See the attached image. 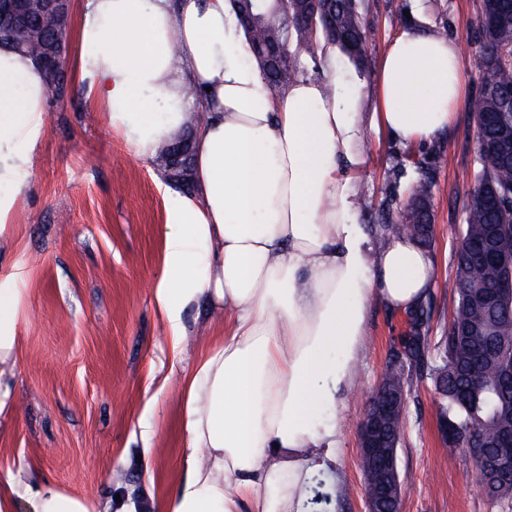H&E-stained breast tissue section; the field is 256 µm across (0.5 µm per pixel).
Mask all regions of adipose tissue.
<instances>
[{
  "instance_id": "adipose-tissue-1",
  "label": "adipose tissue",
  "mask_w": 512,
  "mask_h": 512,
  "mask_svg": "<svg viewBox=\"0 0 512 512\" xmlns=\"http://www.w3.org/2000/svg\"><path fill=\"white\" fill-rule=\"evenodd\" d=\"M75 69L87 104L141 156L195 127L193 193L166 191L153 299L174 356L185 314L224 316L222 339L179 372L186 452L164 512H309L316 477L333 474L337 413L355 383L372 304L424 303L432 261L416 241L377 244L356 220L351 173L365 130L359 97L334 91V45L321 77L274 92L247 52L232 0H79ZM180 54L172 66V54ZM205 97L195 98L194 90ZM375 122L408 143L452 131L465 98L459 45L403 28L383 52ZM42 67L0 42V235L27 186L45 128ZM18 297L0 288V429L12 420L23 339ZM88 508L50 480L0 476V512Z\"/></svg>"
}]
</instances>
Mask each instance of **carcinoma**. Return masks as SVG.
I'll return each instance as SVG.
<instances>
[{
    "mask_svg": "<svg viewBox=\"0 0 512 512\" xmlns=\"http://www.w3.org/2000/svg\"><path fill=\"white\" fill-rule=\"evenodd\" d=\"M240 21L246 31L248 50L260 64L263 76L271 88L284 91L297 77L298 67L306 57L316 56L306 51L310 43L322 38L341 50L358 66L366 64L365 27L362 0H327L325 11L311 12L306 0H233ZM481 29L480 53L484 66L479 72L477 111L488 112L506 122H512V22L506 26H491L479 19ZM60 19L49 14L35 15L30 24L15 30L8 42L44 64L51 37L57 34ZM195 118L187 122L184 134L159 146L158 158L164 168L177 167L171 182L178 185L192 181L193 138ZM482 169L475 175L472 195L466 206V226L457 251L455 288L457 304L448 328L442 364L432 369L436 389L446 403L439 405L437 416L452 424L456 445L470 449L473 440L490 444L502 426H512V416L495 419L488 411L489 398L495 389L491 376L473 375L470 367L476 353L487 358L497 355L501 339L512 340V305L498 309L471 302V288L489 280V269L464 259L467 246L483 241L492 224L500 225L496 249L512 253V209H494L483 193L492 188L509 195L512 193V162L496 163L480 156ZM433 180L422 171L415 180L411 197L401 210V224H382L377 228L381 237L388 230L405 234L416 242H431L432 229L428 224ZM498 335H492V331ZM413 337L408 341L410 354L400 361L390 360L383 375L382 385L374 392L403 395L409 391L411 372L423 365L427 337L421 335L419 324H412ZM468 398H459L461 390Z\"/></svg>",
    "mask_w": 512,
    "mask_h": 512,
    "instance_id": "1",
    "label": "carcinoma"
}]
</instances>
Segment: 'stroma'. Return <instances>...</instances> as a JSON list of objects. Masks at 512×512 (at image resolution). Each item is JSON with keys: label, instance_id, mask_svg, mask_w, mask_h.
<instances>
[{"label": "stroma", "instance_id": "obj_1", "mask_svg": "<svg viewBox=\"0 0 512 512\" xmlns=\"http://www.w3.org/2000/svg\"><path fill=\"white\" fill-rule=\"evenodd\" d=\"M365 67L339 56L341 90L371 85L381 55L403 17L424 29L444 31L465 61L469 100L478 93L480 0H367ZM75 40L67 38L64 69L70 93L49 98L45 134L18 197L13 222L0 236V288L19 296L15 420L0 433V471L29 469L65 494L100 501L114 496L151 502L162 512L166 492L182 471V389L166 377L169 330L157 311L152 282L160 273L163 196L170 183L156 157H142L110 126L107 113L87 108L75 66ZM366 129L355 174L358 221L365 232L380 222L385 183L393 210L410 199L419 169L433 178V238L427 252L434 287L426 368L440 365L457 300L456 248L465 229V207L481 164L476 117L468 104L452 134L407 145L372 123L373 101L361 95ZM182 355L190 367L197 352L224 333L222 317L187 313ZM367 343L356 366L357 385L339 411L338 480L323 481L310 512H364L359 466V426L368 395L379 384L394 349L409 331L407 314L372 305ZM157 393L144 412L148 393ZM443 398L431 377L415 378L406 395L405 427L398 448L402 512H512V496L491 497L477 480L474 459L445 446L436 412ZM155 427L142 443L140 420Z\"/></svg>", "mask_w": 512, "mask_h": 512}]
</instances>
